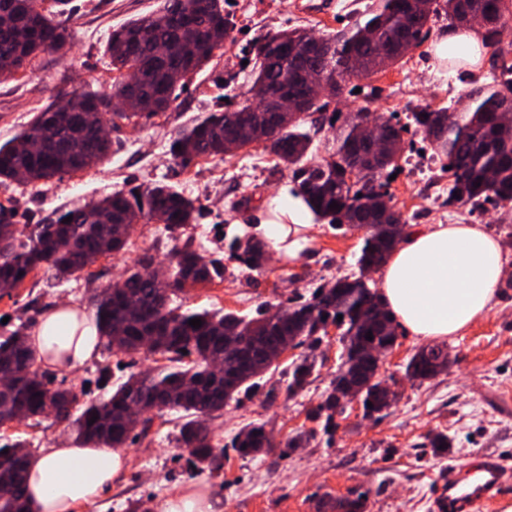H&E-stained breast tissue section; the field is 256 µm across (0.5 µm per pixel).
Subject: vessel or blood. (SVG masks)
Here are the masks:
<instances>
[{"label":"vessel or blood","instance_id":"vessel-or-blood-1","mask_svg":"<svg viewBox=\"0 0 512 512\" xmlns=\"http://www.w3.org/2000/svg\"><path fill=\"white\" fill-rule=\"evenodd\" d=\"M512 484V468L497 456L473 453L449 464L433 493L436 512H479L498 502Z\"/></svg>","mask_w":512,"mask_h":512}]
</instances>
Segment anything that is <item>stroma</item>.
Listing matches in <instances>:
<instances>
[{
	"instance_id": "1",
	"label": "stroma",
	"mask_w": 512,
	"mask_h": 512,
	"mask_svg": "<svg viewBox=\"0 0 512 512\" xmlns=\"http://www.w3.org/2000/svg\"><path fill=\"white\" fill-rule=\"evenodd\" d=\"M372 0H227L226 10L236 28L233 42L215 51L210 62L191 76L167 112L138 123L110 127V151L99 164L55 177L47 184H0V203L12 202L23 224H39L53 214L102 199L114 190L164 182L196 199L197 221L215 228L206 242L208 254H226L234 236L255 232L265 219L270 200L291 184L288 171L275 169L272 155L254 145L218 159L200 158L189 166L176 163L169 152L172 137L207 112L226 109L228 100L246 91L250 68L245 61L251 44L268 33L303 28L332 32L352 23ZM157 0H64L72 34L67 55L41 53L14 77L0 81V144L26 129L36 112L64 93L92 83L110 90L115 74L105 52L114 28L149 13ZM448 31L439 19L429 38L396 64L365 78L347 81L326 111L313 114L318 129L313 158L326 154L333 134L332 113L359 109L365 94L372 108L408 126L419 106H469L471 88L493 82L498 72L489 48L478 64L438 61L435 44ZM409 146L398 160L397 176L388 186L387 201L408 225L438 223L451 214L467 224H484L500 238L506 277L499 285L492 310L463 333L444 339L447 370L420 382L406 375V365L424 341L398 331L394 346L381 358V376L393 390L390 407L365 414L357 400L344 402L333 429L311 420L310 411L324 399L341 363L339 336L324 337L316 350L292 348L275 368L258 378V386L208 420L211 437L222 450L220 470L198 468L186 449L177 445L178 412L154 419L147 437L125 448L124 470L93 504L82 512H128L130 502L149 501L152 512H163L176 495L193 491L205 496L215 512H331L336 499L351 492L368 494L365 512H433L431 490L449 463L475 450L496 454L512 466V206L499 209L485 222L484 208L441 196L439 182H450L443 158L417 150L420 135L407 131ZM194 234L193 226L176 233L154 224L134 225L124 250L99 259L91 277L56 282L38 274L28 277L11 295L0 297V316L40 322L53 306L70 302L87 307L98 285L120 279L142 253L167 262L175 242ZM296 259L271 253L262 273L244 272L199 285L174 295V303L193 310L221 309L255 315L262 305L292 306L309 300L316 288L359 273L357 260L365 232L332 228L314 221ZM315 355L309 384L295 397L285 388L294 362ZM154 355L133 356L100 351L90 362L68 374L55 375L56 385L96 398L124 380L129 371H150ZM264 426L272 447L248 456L232 448L233 439L250 425ZM450 439L447 454H433L430 434ZM307 434L299 447H287L296 434ZM65 425L45 419L41 425L14 421L0 426V439L26 440L35 452L48 442L70 439Z\"/></svg>"
}]
</instances>
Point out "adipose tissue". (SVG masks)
Masks as SVG:
<instances>
[{
	"label": "adipose tissue",
	"mask_w": 512,
	"mask_h": 512,
	"mask_svg": "<svg viewBox=\"0 0 512 512\" xmlns=\"http://www.w3.org/2000/svg\"><path fill=\"white\" fill-rule=\"evenodd\" d=\"M313 219L303 198L285 186L260 229L293 257ZM503 276L502 245L480 225L434 224L411 230L397 245L383 268L380 294L407 332L445 338L491 310ZM30 343L37 370L68 373L94 358L101 338L79 307L63 303L41 320ZM122 467L116 448L49 445L29 458L27 512H76L110 488Z\"/></svg>",
	"instance_id": "ef3b65f1"
}]
</instances>
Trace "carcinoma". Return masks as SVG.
Here are the masks:
<instances>
[{"instance_id": "1", "label": "carcinoma", "mask_w": 512, "mask_h": 512, "mask_svg": "<svg viewBox=\"0 0 512 512\" xmlns=\"http://www.w3.org/2000/svg\"><path fill=\"white\" fill-rule=\"evenodd\" d=\"M39 0H0V79L16 75L41 52L63 53L68 28L55 13L38 7ZM444 12L448 25L461 27L469 18L485 20L483 43H500L505 20L512 19V0H375L368 18L336 32L321 34L324 47L310 52V32L294 29L269 33L250 48L254 54L251 82L278 86L299 70L314 73L324 84L326 96L338 97L349 77L367 78L399 63L429 37L433 18ZM235 23L224 11V0H159L156 10L131 19L112 30L105 52L112 70L122 74L141 69L151 56L130 55L129 46H159L161 61L154 65L151 84L143 96L114 100L124 91L123 81L104 93L87 86L60 96L37 113L28 128L0 144V180L26 184L48 181L62 173L78 171L77 161L95 165L106 157L110 143L105 128L118 120L149 118L168 109L175 91L197 73L219 48L218 38L232 33ZM501 84H487L471 94V106L463 113L427 105L412 112L413 123L433 153L448 159L452 183L449 198L478 205L494 200L512 204V121L501 114L505 92L512 89V64L503 50ZM327 103L315 98L282 116L273 143L276 165L292 173L297 192L317 218L332 225L349 224L366 232L358 259L360 275L319 287L308 302L273 313L261 310L249 318L235 312L184 310L171 306V295L202 283L224 279L233 273L228 262L237 260L252 271L267 261V244L253 236H236L227 259L209 257L190 239L171 249L168 265L153 267L145 253L127 268L121 279L102 289L92 310L99 335L117 353L162 355L167 364L154 372H131L112 392L96 399H82L71 389L50 386L34 370L36 350L28 343L32 322L12 329L0 322V424L38 421L49 416L71 427L74 442L94 448H124L148 433L151 413L183 412L178 443L200 466L217 461L216 445L203 418L224 411L256 385L255 379L274 364L276 348L291 341L314 346L327 334V326L339 323L345 356L323 402L312 419H333L343 399V380L361 379L357 391L365 413L389 406L380 395L381 381L372 368L373 354L387 352L395 340L393 318L367 273L379 269L405 232L398 212L384 220H372L377 210L387 209V180L404 149V127L380 115L376 125L365 126L369 106L360 108L336 127L327 156L318 163L308 158L313 136L308 118ZM268 122L262 99L245 97L232 108L210 112L190 128L178 132L169 152L187 166L198 158L224 156V140L231 135L238 149L254 144ZM181 149H176V146ZM356 171L351 181L347 174ZM338 207L332 208L330 204ZM194 201L165 183L117 190L97 202L67 210L43 224H17L16 208L0 204V292L21 287L32 273L46 271L57 279L89 273L101 257L122 251L132 226L141 220L162 224L174 232L193 223ZM72 217L68 223L63 219ZM342 321H337V317ZM198 318L199 328L189 325ZM373 339H366L367 333ZM249 341L256 357L244 356L235 343ZM195 356L186 362L185 356ZM234 367L236 381L202 394L215 380V369ZM448 366V351L440 345L421 347L411 358L407 375L427 380ZM314 362L303 358L289 374L286 393L298 395L309 384ZM95 422H90L91 418ZM271 446L263 426L254 425L234 439L233 447L249 455ZM26 448V442L0 444V512H26L27 470L8 459ZM366 492L336 502L338 512H363Z\"/></svg>"}]
</instances>
